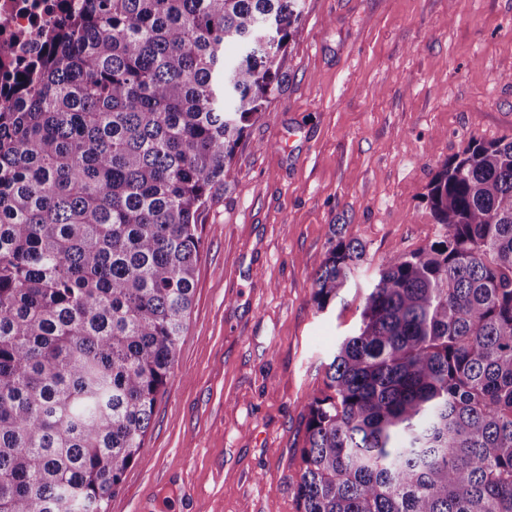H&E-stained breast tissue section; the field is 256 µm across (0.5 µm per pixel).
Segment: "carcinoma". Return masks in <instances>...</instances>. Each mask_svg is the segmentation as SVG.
Instances as JSON below:
<instances>
[{
    "label": "carcinoma",
    "instance_id": "1",
    "mask_svg": "<svg viewBox=\"0 0 512 512\" xmlns=\"http://www.w3.org/2000/svg\"><path fill=\"white\" fill-rule=\"evenodd\" d=\"M305 0H82L0 109V512H102L190 315L203 216ZM235 54H226L228 46ZM306 406L300 512H512V137L445 160ZM365 244L329 227L320 311Z\"/></svg>",
    "mask_w": 512,
    "mask_h": 512
}]
</instances>
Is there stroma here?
<instances>
[{
    "label": "stroma",
    "instance_id": "35a3bbf8",
    "mask_svg": "<svg viewBox=\"0 0 512 512\" xmlns=\"http://www.w3.org/2000/svg\"><path fill=\"white\" fill-rule=\"evenodd\" d=\"M283 72L204 215L177 363L105 512H297L303 406L379 261L435 241L444 160L512 137V0H306ZM332 224L367 259L321 312Z\"/></svg>",
    "mask_w": 512,
    "mask_h": 512
}]
</instances>
